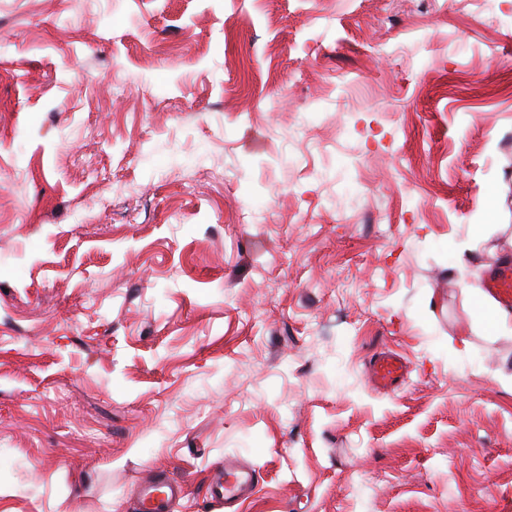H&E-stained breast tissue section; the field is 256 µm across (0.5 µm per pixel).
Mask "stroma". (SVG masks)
<instances>
[{
	"mask_svg": "<svg viewBox=\"0 0 512 512\" xmlns=\"http://www.w3.org/2000/svg\"><path fill=\"white\" fill-rule=\"evenodd\" d=\"M507 257L512 0H0V512H512ZM485 288L504 308H512V263H502L485 279ZM370 381L378 390L393 391L405 381V366L392 353H381L369 360ZM258 484L257 470L237 464L231 459H224V471L216 482L213 499L224 502H244L256 490ZM180 487L163 475L145 482L139 488L140 512H173L172 504L178 499Z\"/></svg>",
	"mask_w": 512,
	"mask_h": 512,
	"instance_id": "35a3bbf8",
	"label": "stroma"
}]
</instances>
